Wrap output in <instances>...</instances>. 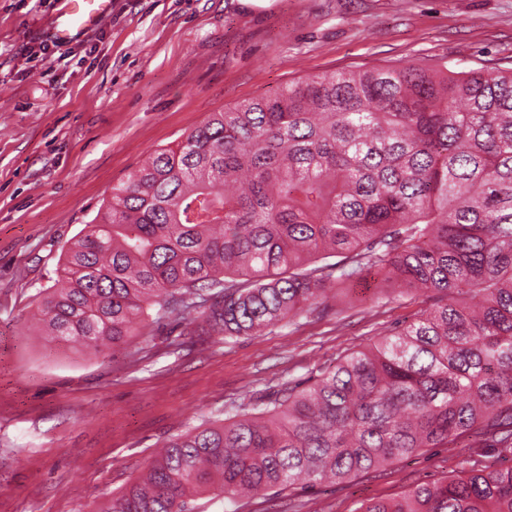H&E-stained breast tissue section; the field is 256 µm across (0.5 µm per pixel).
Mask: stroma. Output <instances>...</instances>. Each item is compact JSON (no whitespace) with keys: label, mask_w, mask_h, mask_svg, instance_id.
<instances>
[{"label":"stroma","mask_w":512,"mask_h":512,"mask_svg":"<svg viewBox=\"0 0 512 512\" xmlns=\"http://www.w3.org/2000/svg\"><path fill=\"white\" fill-rule=\"evenodd\" d=\"M61 0H0V512H101L172 436L265 406L414 321L431 293L376 273L259 336L152 322L99 355L35 330L73 242L153 151L216 112L309 76L388 65L512 68V0H112L93 30L40 45ZM512 453L462 439L344 483L296 484L237 512H360Z\"/></svg>","instance_id":"1"}]
</instances>
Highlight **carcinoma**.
Returning a JSON list of instances; mask_svg holds the SVG:
<instances>
[{"label":"carcinoma","instance_id":"obj_1","mask_svg":"<svg viewBox=\"0 0 512 512\" xmlns=\"http://www.w3.org/2000/svg\"><path fill=\"white\" fill-rule=\"evenodd\" d=\"M59 263L40 322L95 349L152 310L259 336L372 268L440 297L310 386L168 440L101 512L343 483L466 437L511 448L512 71L324 73L216 112L112 187ZM362 512H512V466Z\"/></svg>","mask_w":512,"mask_h":512}]
</instances>
